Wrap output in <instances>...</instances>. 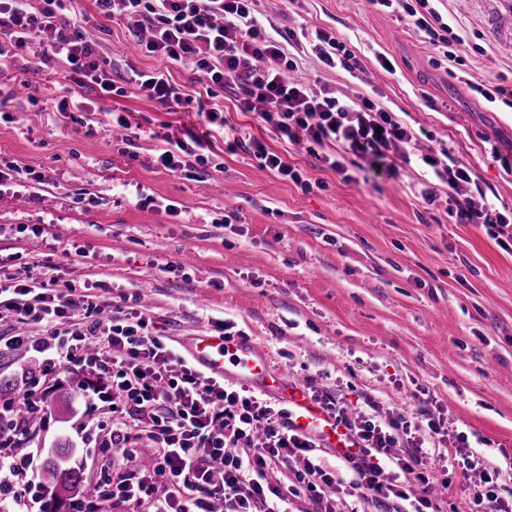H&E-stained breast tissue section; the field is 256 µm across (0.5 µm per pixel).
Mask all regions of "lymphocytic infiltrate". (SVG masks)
<instances>
[{
	"instance_id": "1",
	"label": "lymphocytic infiltrate",
	"mask_w": 512,
	"mask_h": 512,
	"mask_svg": "<svg viewBox=\"0 0 512 512\" xmlns=\"http://www.w3.org/2000/svg\"><path fill=\"white\" fill-rule=\"evenodd\" d=\"M257 0H94L104 18H138L149 31L143 46L165 61L186 62L205 74L209 88H231L237 107L257 112L277 139L304 146L321 167L343 181L355 180L351 157L388 165L398 173L412 162L414 133L371 98L343 100L326 84L307 85L289 79L296 67L289 50L301 47L296 33L281 41L269 34L255 8ZM407 17L431 48L447 53L462 40L453 35L431 0H372ZM72 0H0V59L15 50L38 46L69 68L78 87L112 94L115 85L102 66L94 42L72 29L67 12ZM131 83L148 99L168 106L180 103L182 89L164 69L137 71ZM209 139L196 135L166 139L154 157L165 171L191 176L205 162ZM230 152L245 151L259 166L303 190L312 183L287 158L254 136L229 142ZM433 166L435 179L449 189L470 185L465 198H452L448 218L455 224H480L496 240L512 242V212H500L486 191L474 185L470 169L455 159ZM53 265L41 278L0 283V324L32 325V334L0 336V353L22 348L44 358L45 373L63 382L73 372L87 373L93 390L109 409L103 442L113 459L137 454L146 442L157 483L133 473L118 476L111 491L95 490L90 499L73 502L71 512H293L291 498H304L313 512H336L350 495L376 512H434L432 466L456 460L462 472L481 465L467 436L454 448L438 437L442 419L426 413L408 417L399 410L383 420L361 413L348 422L343 398L317 400L349 424L358 446L343 455L351 479L321 465L315 439L297 434L287 412L266 400L206 375L169 345L164 334L133 309L100 317L98 294L75 286L58 289ZM289 468L291 485H282L279 467ZM0 471L14 483H0L26 504L36 489L33 456L4 460ZM512 476V456L502 468L485 473L469 498L470 512H512V500L499 492V479ZM418 482L419 493L405 485Z\"/></svg>"
}]
</instances>
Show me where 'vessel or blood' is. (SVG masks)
<instances>
[{
    "label": "vessel or blood",
    "mask_w": 512,
    "mask_h": 512,
    "mask_svg": "<svg viewBox=\"0 0 512 512\" xmlns=\"http://www.w3.org/2000/svg\"><path fill=\"white\" fill-rule=\"evenodd\" d=\"M189 351L211 374L234 381L250 380L277 396L287 406L290 427L315 438L321 447L340 454L353 447L354 439L345 425L337 423L300 384L272 372L265 354L251 341L201 334L192 338Z\"/></svg>",
    "instance_id": "vessel-or-blood-1"
}]
</instances>
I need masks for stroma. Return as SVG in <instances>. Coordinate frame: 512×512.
<instances>
[{
	"instance_id": "1",
	"label": "stroma",
	"mask_w": 512,
	"mask_h": 512,
	"mask_svg": "<svg viewBox=\"0 0 512 512\" xmlns=\"http://www.w3.org/2000/svg\"><path fill=\"white\" fill-rule=\"evenodd\" d=\"M435 7L465 41L457 59L371 0L259 5L271 35L326 31L362 61L351 73L306 54L293 80L330 84L345 99L371 96L411 128L417 152L447 148L496 208L512 210V105L474 90L492 75L512 87V0ZM73 8L93 22L98 53L123 92H81L36 47L0 66V167L17 170L0 192V275L37 278L38 261L51 258L65 281L106 286L109 302L136 306L181 349L230 324L288 380L309 376L328 393L372 397L379 416L436 403L448 443L461 433L490 439L485 465H502L512 454V250L482 225L449 223L447 187L426 204L423 163L395 175L368 166L348 183L266 135L269 148L317 181L307 192L245 152H228L226 141L257 133L256 115L238 110L232 90L206 93L188 63L170 64L173 80L223 110L226 126L212 133L214 162L197 178L155 168L159 134H199L202 126L187 107L160 106L125 83L131 70L160 65L141 46L144 29L100 17L92 0ZM380 53L392 72L379 68ZM80 93L86 109L59 111ZM115 108L141 125L135 145L110 128ZM18 224L48 232L28 237L15 232ZM72 410L69 422L49 418L32 447L43 458L69 436L86 480L104 481L112 464L82 430L97 429L106 408L79 396ZM433 477L448 484L438 512H466L480 473L465 477L448 464Z\"/></svg>"
}]
</instances>
